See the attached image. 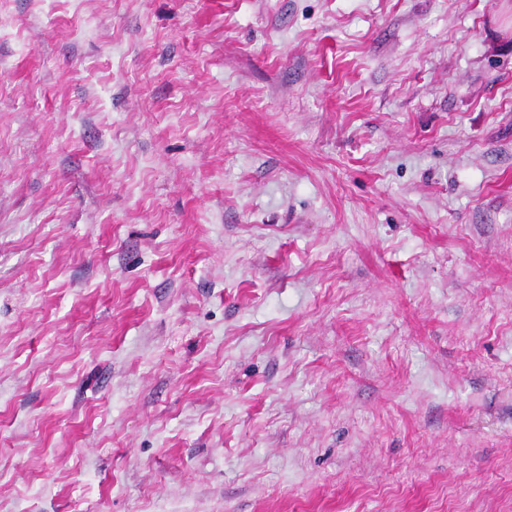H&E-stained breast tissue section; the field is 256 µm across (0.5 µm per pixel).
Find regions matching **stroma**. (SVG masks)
Masks as SVG:
<instances>
[{
  "label": "stroma",
  "mask_w": 512,
  "mask_h": 512,
  "mask_svg": "<svg viewBox=\"0 0 512 512\" xmlns=\"http://www.w3.org/2000/svg\"><path fill=\"white\" fill-rule=\"evenodd\" d=\"M0 512H512V0H0Z\"/></svg>",
  "instance_id": "1"
}]
</instances>
